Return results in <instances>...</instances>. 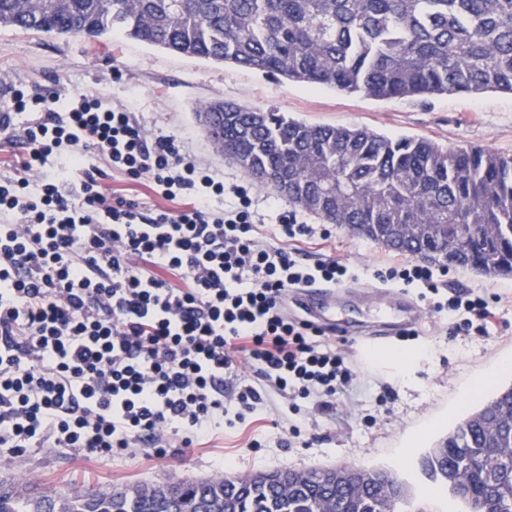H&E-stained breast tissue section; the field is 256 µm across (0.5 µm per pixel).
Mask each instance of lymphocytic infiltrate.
<instances>
[{
  "mask_svg": "<svg viewBox=\"0 0 512 512\" xmlns=\"http://www.w3.org/2000/svg\"><path fill=\"white\" fill-rule=\"evenodd\" d=\"M0 140L15 155L0 179V455L61 448L100 460L149 445L191 448L245 421L265 396L299 414L333 410L354 380L340 346L288 317L289 289L339 284L333 259L299 261L322 224L284 216L281 246L256 234L249 188L225 185L168 137L148 141L135 113L87 93L64 109L8 87ZM99 165L84 163L85 154ZM147 179L177 211L147 212L104 195L102 166ZM238 206L218 213L214 198ZM386 284L418 283L452 336H484L495 319L471 293L445 296L427 264L390 263ZM262 381L247 382L242 364ZM235 381L234 409L224 383Z\"/></svg>",
  "mask_w": 512,
  "mask_h": 512,
  "instance_id": "1",
  "label": "lymphocytic infiltrate"
}]
</instances>
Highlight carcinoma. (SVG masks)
<instances>
[{
	"mask_svg": "<svg viewBox=\"0 0 512 512\" xmlns=\"http://www.w3.org/2000/svg\"><path fill=\"white\" fill-rule=\"evenodd\" d=\"M0 28L118 34L149 46L379 100L512 94V0H0ZM207 133L250 178L325 224L426 262L512 277V154L443 147L366 128L318 126L235 103L202 106ZM404 224H444L416 239ZM493 449L491 466L476 463ZM431 484L466 512H512V386L424 457ZM388 474L356 483L281 473L25 495L0 512H395Z\"/></svg>",
	"mask_w": 512,
	"mask_h": 512,
	"instance_id": "obj_1",
	"label": "carcinoma"
}]
</instances>
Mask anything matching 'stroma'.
Wrapping results in <instances>:
<instances>
[{
    "label": "stroma",
    "instance_id": "stroma-1",
    "mask_svg": "<svg viewBox=\"0 0 512 512\" xmlns=\"http://www.w3.org/2000/svg\"><path fill=\"white\" fill-rule=\"evenodd\" d=\"M0 78L31 93L78 90L128 106L148 140L175 139L228 184L249 181L206 135L198 109L208 102L274 110L309 124L367 128L388 136L427 138L447 147L481 146L512 154V95L501 92L375 100L119 37L102 45L79 36L8 28H0ZM99 182L106 193L136 200L145 209L171 207L148 182H131L108 171ZM250 185L264 240L277 245L274 226L291 204L271 188ZM331 230L324 246L308 248L309 260L334 259L350 267L356 279L372 281L388 260L400 257L341 225ZM441 281L475 290L494 306L499 320L488 336L447 338L443 321L429 310L416 339L376 350L369 360L348 348L356 373L350 391L329 414L303 404L298 438H290L287 428H272L270 421L284 404L273 394L246 423L225 426L206 444L183 452L170 448L159 455L141 447L105 462L40 448L17 458L0 457V481L32 491H67L350 463L393 471L410 487L415 502H426L429 512H436L437 501L422 494L427 484L419 466L422 454L489 401L496 387L512 384V371L490 383L484 380L501 358L512 357V278L452 267Z\"/></svg>",
    "mask_w": 512,
    "mask_h": 512
}]
</instances>
